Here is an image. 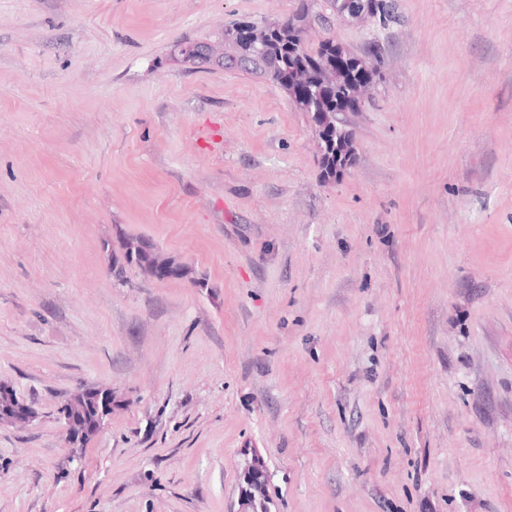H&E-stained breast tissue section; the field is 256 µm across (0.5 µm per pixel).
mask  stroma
<instances>
[{
    "label": "stroma",
    "mask_w": 512,
    "mask_h": 512,
    "mask_svg": "<svg viewBox=\"0 0 512 512\" xmlns=\"http://www.w3.org/2000/svg\"><path fill=\"white\" fill-rule=\"evenodd\" d=\"M302 0H0V512H512V0H313L375 71L355 160L177 46ZM140 236L192 278L112 271ZM111 388L68 447L60 403ZM235 512H272L267 495V472L259 459L246 462L239 486Z\"/></svg>",
    "instance_id": "obj_1"
}]
</instances>
